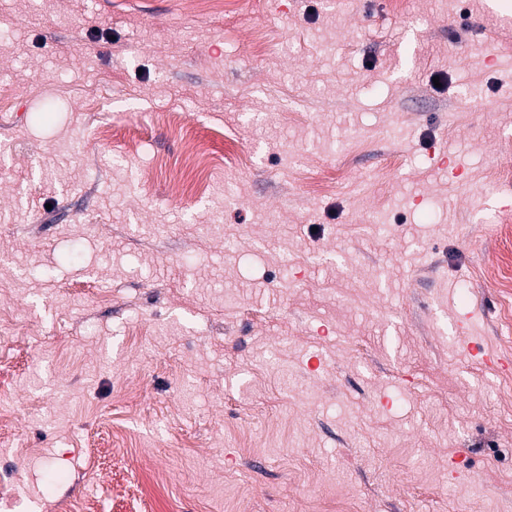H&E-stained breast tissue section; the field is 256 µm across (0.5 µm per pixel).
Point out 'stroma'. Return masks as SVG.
<instances>
[{
  "label": "stroma",
  "mask_w": 512,
  "mask_h": 512,
  "mask_svg": "<svg viewBox=\"0 0 512 512\" xmlns=\"http://www.w3.org/2000/svg\"><path fill=\"white\" fill-rule=\"evenodd\" d=\"M1 31L11 512H512V376L455 334L512 364V0H0Z\"/></svg>",
  "instance_id": "35a3bbf8"
}]
</instances>
